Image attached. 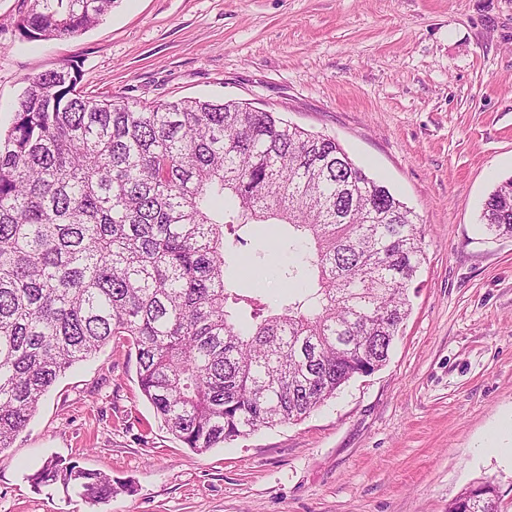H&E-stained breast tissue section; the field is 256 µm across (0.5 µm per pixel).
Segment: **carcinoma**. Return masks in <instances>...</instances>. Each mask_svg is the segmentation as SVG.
<instances>
[{
	"instance_id": "1",
	"label": "carcinoma",
	"mask_w": 512,
	"mask_h": 512,
	"mask_svg": "<svg viewBox=\"0 0 512 512\" xmlns=\"http://www.w3.org/2000/svg\"><path fill=\"white\" fill-rule=\"evenodd\" d=\"M116 0H31L26 41ZM79 66L29 81L0 136V452L67 370L112 340L169 434L203 452L302 420L383 366L425 256L417 216L336 140L234 100L114 101ZM482 224L512 238V178ZM286 224L316 286L274 311L225 279L226 236ZM32 485L93 504L131 485L57 457ZM448 512H498L489 482Z\"/></svg>"
}]
</instances>
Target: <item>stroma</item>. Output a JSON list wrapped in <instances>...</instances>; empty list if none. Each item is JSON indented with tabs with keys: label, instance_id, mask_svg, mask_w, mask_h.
<instances>
[{
	"label": "stroma",
	"instance_id": "1",
	"mask_svg": "<svg viewBox=\"0 0 512 512\" xmlns=\"http://www.w3.org/2000/svg\"><path fill=\"white\" fill-rule=\"evenodd\" d=\"M0 0V131L38 74L79 65L117 100H235L335 138L420 218L425 261L384 366L301 421L204 453L168 435L113 342L63 375L0 452V512H448L489 480L512 512V238L480 222L512 177V0H117L74 37L23 40ZM234 287L287 303L304 246L249 224ZM60 457L131 482L92 506L29 474Z\"/></svg>",
	"mask_w": 512,
	"mask_h": 512
}]
</instances>
